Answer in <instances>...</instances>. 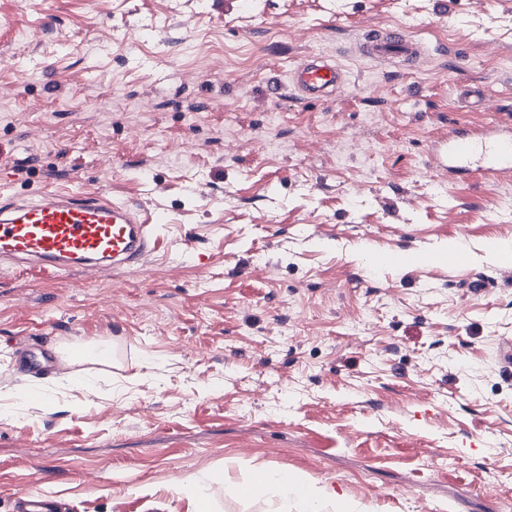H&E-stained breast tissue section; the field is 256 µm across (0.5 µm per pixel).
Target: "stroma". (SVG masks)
Wrapping results in <instances>:
<instances>
[{"mask_svg":"<svg viewBox=\"0 0 512 512\" xmlns=\"http://www.w3.org/2000/svg\"><path fill=\"white\" fill-rule=\"evenodd\" d=\"M396 26L422 66L347 54ZM318 54L340 93L270 94ZM492 119L512 122V0H0V198L167 216L140 269L0 261V512H191L178 478L213 512H268L230 491L267 470L355 512H512V177L453 181L429 151ZM76 340L109 361L23 371Z\"/></svg>","mask_w":512,"mask_h":512,"instance_id":"obj_1","label":"stroma"}]
</instances>
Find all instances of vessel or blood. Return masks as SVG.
<instances>
[{
  "instance_id": "b4317fda",
  "label": "vessel or blood",
  "mask_w": 512,
  "mask_h": 512,
  "mask_svg": "<svg viewBox=\"0 0 512 512\" xmlns=\"http://www.w3.org/2000/svg\"><path fill=\"white\" fill-rule=\"evenodd\" d=\"M429 47L401 28L376 29L352 46L354 56L413 67ZM290 85L306 100L336 94L346 81L335 62L315 56L297 64ZM431 152L449 179L470 181L512 173V125L490 122L475 129L455 125ZM157 213H142L101 193L68 188L36 198L0 202V257L46 271L99 273L144 264L157 241L149 227Z\"/></svg>"
}]
</instances>
